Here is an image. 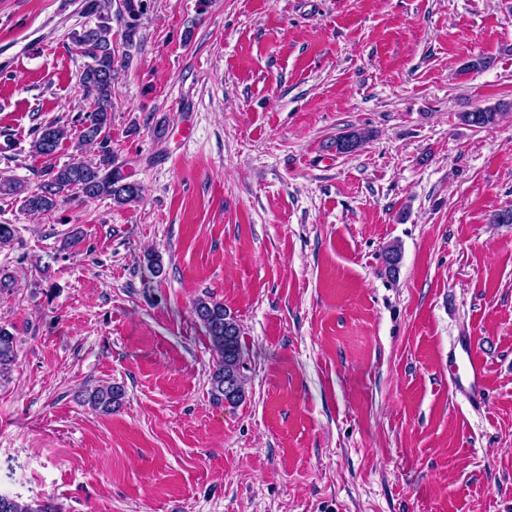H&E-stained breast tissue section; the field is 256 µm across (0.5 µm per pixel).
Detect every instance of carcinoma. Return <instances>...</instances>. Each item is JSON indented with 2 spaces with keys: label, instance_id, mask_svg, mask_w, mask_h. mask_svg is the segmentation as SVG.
<instances>
[{
  "label": "carcinoma",
  "instance_id": "cac0c4a2",
  "mask_svg": "<svg viewBox=\"0 0 512 512\" xmlns=\"http://www.w3.org/2000/svg\"><path fill=\"white\" fill-rule=\"evenodd\" d=\"M111 0H85L84 11L97 18L93 26H86L72 35V44L83 56L90 59L81 72L79 83L86 98L92 101L91 111L81 122L78 141L91 146L96 158L90 161L77 160L54 167L46 173V179L36 189L26 192L22 208L32 214L45 215L55 211L60 197L68 192L83 200L110 199L119 207L139 202L143 188L125 175L115 165L109 131L112 126V71L115 55L112 49V27L104 11L110 8ZM123 18L126 40L133 41L141 17L147 11L146 0H123ZM506 116L500 105L475 108L459 113V120L477 128L497 125ZM72 136L68 126L50 122L38 129L31 142V152L50 157ZM347 139L351 147L344 150L338 141ZM371 138L368 129H351L336 137L330 146L336 151L351 154L360 150ZM402 259L401 247L391 244L382 252L386 271L391 275L399 273ZM193 312L205 329L211 349L215 354L214 369L210 375V396L214 403L229 402L235 405L245 397L247 377L244 374L241 328L237 319L224 308V303L211 298L196 301ZM17 358L16 336L10 326L0 323V378L7 376ZM232 385L235 395L227 397L226 385ZM125 390L112 383L96 385L85 390L83 403L92 409L110 414L122 406ZM0 512H59L49 498L36 501H22L17 497L0 492Z\"/></svg>",
  "mask_w": 512,
  "mask_h": 512
}]
</instances>
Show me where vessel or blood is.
Returning a JSON list of instances; mask_svg holds the SVG:
<instances>
[{
    "mask_svg": "<svg viewBox=\"0 0 512 512\" xmlns=\"http://www.w3.org/2000/svg\"><path fill=\"white\" fill-rule=\"evenodd\" d=\"M451 368L449 386L453 395L466 401L473 409H481L489 399L485 368L471 337H456L448 349Z\"/></svg>",
    "mask_w": 512,
    "mask_h": 512,
    "instance_id": "1",
    "label": "vessel or blood"
}]
</instances>
